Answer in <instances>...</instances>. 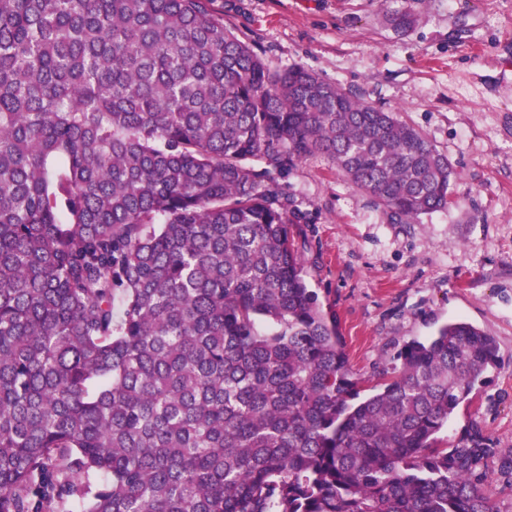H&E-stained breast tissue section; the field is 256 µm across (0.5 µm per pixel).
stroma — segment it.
<instances>
[{
  "mask_svg": "<svg viewBox=\"0 0 512 512\" xmlns=\"http://www.w3.org/2000/svg\"><path fill=\"white\" fill-rule=\"evenodd\" d=\"M273 68L301 67L419 129L452 165L459 205L397 224L316 155L278 176L307 221L305 278L336 319L362 394L400 349L448 322L492 336L497 363L437 446L479 427L512 458V0H218ZM406 11L415 24L394 29Z\"/></svg>",
  "mask_w": 512,
  "mask_h": 512,
  "instance_id": "35a3bbf8",
  "label": "stroma"
}]
</instances>
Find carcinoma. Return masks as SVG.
<instances>
[{
    "label": "carcinoma",
    "instance_id": "carcinoma-1",
    "mask_svg": "<svg viewBox=\"0 0 512 512\" xmlns=\"http://www.w3.org/2000/svg\"><path fill=\"white\" fill-rule=\"evenodd\" d=\"M317 154L396 224L460 203L216 0H0V512H497L492 439L434 447L493 337L445 324L360 397L275 180Z\"/></svg>",
    "mask_w": 512,
    "mask_h": 512
}]
</instances>
